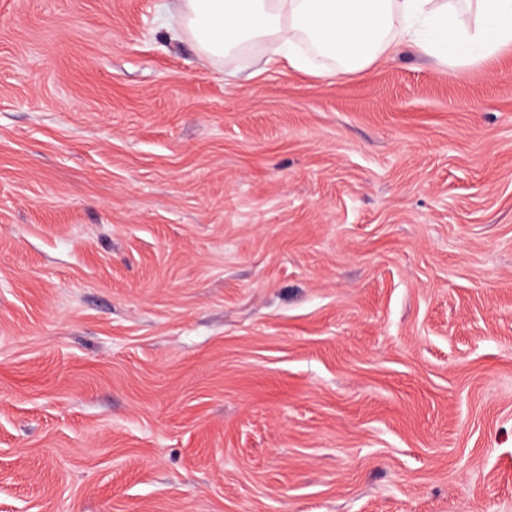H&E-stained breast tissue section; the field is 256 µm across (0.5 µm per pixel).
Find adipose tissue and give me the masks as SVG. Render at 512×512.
I'll return each mask as SVG.
<instances>
[{
    "label": "adipose tissue",
    "instance_id": "1",
    "mask_svg": "<svg viewBox=\"0 0 512 512\" xmlns=\"http://www.w3.org/2000/svg\"><path fill=\"white\" fill-rule=\"evenodd\" d=\"M170 38L212 59L256 41L316 76L362 71L400 44L459 66L512 45V0H165Z\"/></svg>",
    "mask_w": 512,
    "mask_h": 512
}]
</instances>
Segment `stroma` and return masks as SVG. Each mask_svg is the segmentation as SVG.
Segmentation results:
<instances>
[{
  "label": "stroma",
  "instance_id": "obj_1",
  "mask_svg": "<svg viewBox=\"0 0 512 512\" xmlns=\"http://www.w3.org/2000/svg\"><path fill=\"white\" fill-rule=\"evenodd\" d=\"M161 2L0 0V512H512V46ZM162 8L169 37L191 36L204 58L261 41L277 54L267 63L316 76L362 71L402 43L458 66L512 45V0H174Z\"/></svg>",
  "mask_w": 512,
  "mask_h": 512
}]
</instances>
